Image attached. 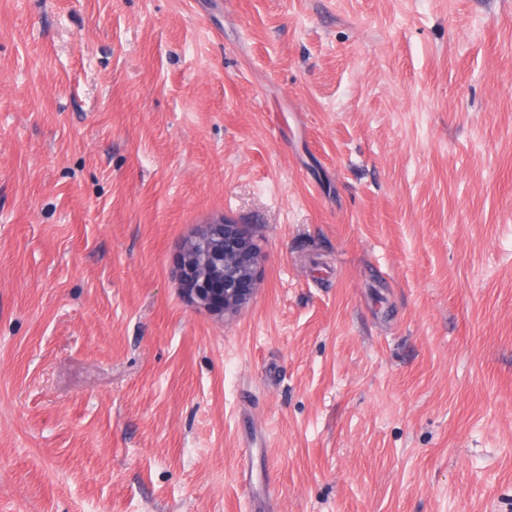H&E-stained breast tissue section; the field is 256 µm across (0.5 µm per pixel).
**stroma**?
I'll list each match as a JSON object with an SVG mask.
<instances>
[{
    "mask_svg": "<svg viewBox=\"0 0 512 512\" xmlns=\"http://www.w3.org/2000/svg\"><path fill=\"white\" fill-rule=\"evenodd\" d=\"M0 512H512V0H0ZM258 256L255 234L247 225L226 219L204 224L181 252V293L200 310L233 316L259 288Z\"/></svg>",
    "mask_w": 512,
    "mask_h": 512,
    "instance_id": "stroma-1",
    "label": "stroma"
}]
</instances>
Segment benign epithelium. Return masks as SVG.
I'll list each match as a JSON object with an SVG mask.
<instances>
[{
	"label": "benign epithelium",
	"mask_w": 512,
	"mask_h": 512,
	"mask_svg": "<svg viewBox=\"0 0 512 512\" xmlns=\"http://www.w3.org/2000/svg\"><path fill=\"white\" fill-rule=\"evenodd\" d=\"M257 262L255 234L247 225L226 219L204 224L181 252V293L200 310L233 316L259 288Z\"/></svg>",
	"instance_id": "7a95c632"
}]
</instances>
